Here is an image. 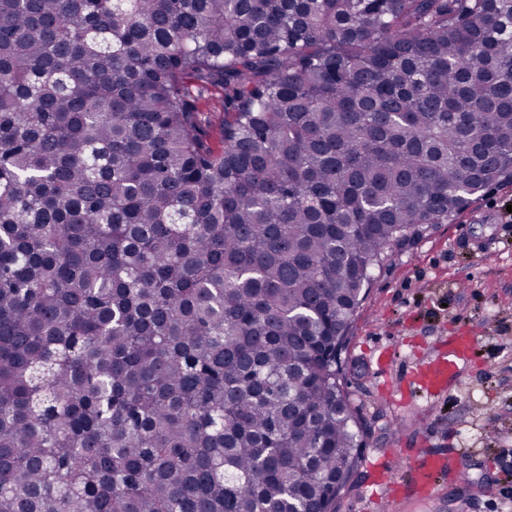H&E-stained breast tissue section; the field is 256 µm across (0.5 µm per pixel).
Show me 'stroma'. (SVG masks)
I'll return each mask as SVG.
<instances>
[{"instance_id": "obj_1", "label": "stroma", "mask_w": 512, "mask_h": 512, "mask_svg": "<svg viewBox=\"0 0 512 512\" xmlns=\"http://www.w3.org/2000/svg\"><path fill=\"white\" fill-rule=\"evenodd\" d=\"M466 328L478 344L447 392L431 401L410 390L413 369ZM350 336L346 389L368 435L336 512H364L370 461L403 479L406 448L462 453L468 481H440L395 512H502L512 499V185L477 197L374 270Z\"/></svg>"}]
</instances>
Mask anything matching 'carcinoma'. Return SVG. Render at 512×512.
I'll return each mask as SVG.
<instances>
[{
	"instance_id": "1",
	"label": "carcinoma",
	"mask_w": 512,
	"mask_h": 512,
	"mask_svg": "<svg viewBox=\"0 0 512 512\" xmlns=\"http://www.w3.org/2000/svg\"><path fill=\"white\" fill-rule=\"evenodd\" d=\"M505 182L512 0H0V512H336L371 271ZM204 116V130L208 144L215 150L223 147L222 129L224 127V91L212 90L208 97L198 104Z\"/></svg>"
}]
</instances>
